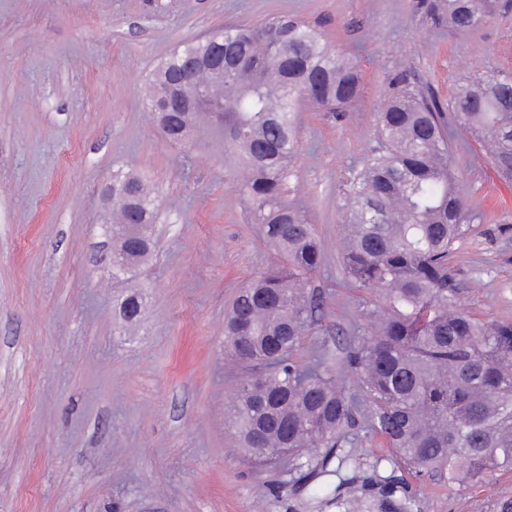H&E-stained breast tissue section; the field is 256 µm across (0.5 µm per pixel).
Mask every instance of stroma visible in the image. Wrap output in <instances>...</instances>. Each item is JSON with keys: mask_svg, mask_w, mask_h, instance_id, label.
I'll list each match as a JSON object with an SVG mask.
<instances>
[{"mask_svg": "<svg viewBox=\"0 0 512 512\" xmlns=\"http://www.w3.org/2000/svg\"><path fill=\"white\" fill-rule=\"evenodd\" d=\"M281 16L315 26L361 76L346 111L299 103L282 186L324 246L296 358L336 361L369 298L341 276L346 190L397 77L446 102L471 77L512 74V11L457 33L423 26L412 0H0V512H342L354 498L373 512L386 478L413 512H491L512 495V472L409 474L365 433L364 406L342 471L331 448L254 464L225 424L245 370L224 356V317L277 256L222 138L171 142L146 95L174 47ZM450 148L469 226L450 260L460 305L512 320V179L464 130ZM119 169L148 183L159 216L150 255L116 280L105 219ZM132 294L143 306L129 323Z\"/></svg>", "mask_w": 512, "mask_h": 512, "instance_id": "stroma-1", "label": "stroma"}]
</instances>
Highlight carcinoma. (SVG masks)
I'll list each match as a JSON object with an SVG mask.
<instances>
[{
    "mask_svg": "<svg viewBox=\"0 0 512 512\" xmlns=\"http://www.w3.org/2000/svg\"><path fill=\"white\" fill-rule=\"evenodd\" d=\"M508 4L503 0H414L435 29L467 32ZM221 54L241 68L212 88L224 99V142L247 171L243 191L263 234L284 263L242 288L225 321L224 349L253 372L231 399L228 427L263 465L311 448H338L354 409L370 408L367 429L387 440L410 470H446L463 482L512 472V321H487L460 308L464 292L448 267L468 225L454 176L452 124L491 144L499 173L512 178V76L488 73L440 105L402 85L379 115L375 149L349 183L346 282L368 291L366 333L346 360L294 359L318 307L310 292L324 248L302 209L283 203L281 186L297 148L296 100L342 111L360 93L357 65L314 27L274 18L226 26L175 49L149 82L148 108L162 111L161 85L182 75L188 56ZM112 275L150 253L143 232L157 205L138 176L112 173ZM142 299L127 297L135 321ZM360 372L358 393L340 383Z\"/></svg>",
    "mask_w": 512,
    "mask_h": 512,
    "instance_id": "1",
    "label": "carcinoma"
}]
</instances>
